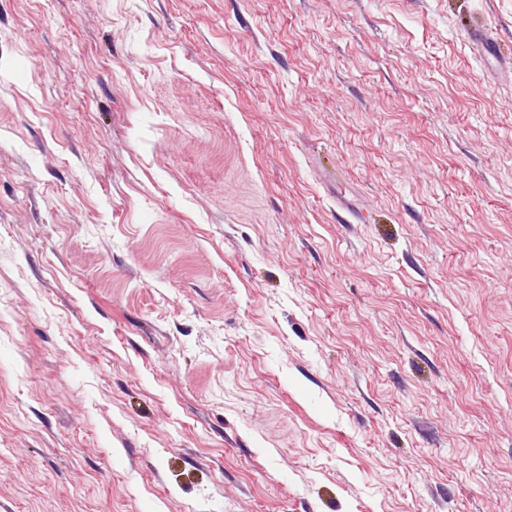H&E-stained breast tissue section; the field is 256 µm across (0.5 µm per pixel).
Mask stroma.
Instances as JSON below:
<instances>
[{
  "instance_id": "stroma-1",
  "label": "stroma",
  "mask_w": 512,
  "mask_h": 512,
  "mask_svg": "<svg viewBox=\"0 0 512 512\" xmlns=\"http://www.w3.org/2000/svg\"><path fill=\"white\" fill-rule=\"evenodd\" d=\"M512 0H0V512H512Z\"/></svg>"
}]
</instances>
